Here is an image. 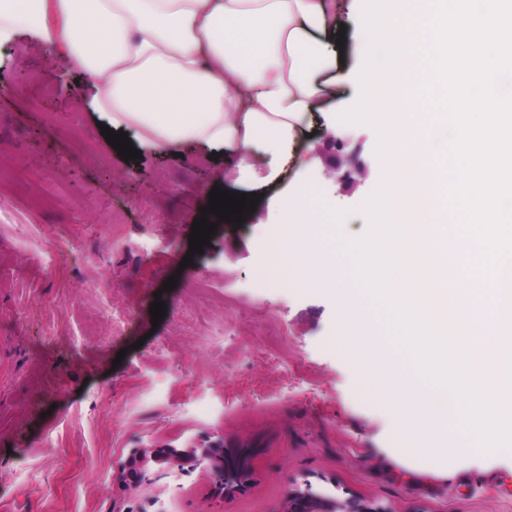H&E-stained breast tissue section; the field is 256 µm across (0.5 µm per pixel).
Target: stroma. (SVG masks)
Masks as SVG:
<instances>
[{
  "instance_id": "stroma-1",
  "label": "stroma",
  "mask_w": 512,
  "mask_h": 512,
  "mask_svg": "<svg viewBox=\"0 0 512 512\" xmlns=\"http://www.w3.org/2000/svg\"><path fill=\"white\" fill-rule=\"evenodd\" d=\"M359 40L344 34L340 118L310 130L321 166H287L241 226L209 215L217 231L193 256L191 225L223 162L201 145L121 159L79 71L28 32L0 44V70L23 80L0 93V512H280L295 489L384 512H512V446L476 448L452 429L456 451L408 452L404 407L334 294L302 279L308 258L262 273L297 180L328 203L325 224L360 222L386 190L381 130L355 120ZM47 236L64 254L46 252ZM194 277L206 297L189 291ZM157 297L167 312L155 326ZM112 308L130 313L117 335ZM259 323L268 335H254ZM274 345L287 362L272 363ZM217 442L250 446L245 491L215 496L202 469L165 463L150 464V482L125 479L134 449Z\"/></svg>"
}]
</instances>
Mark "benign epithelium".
I'll return each instance as SVG.
<instances>
[{
	"mask_svg": "<svg viewBox=\"0 0 512 512\" xmlns=\"http://www.w3.org/2000/svg\"><path fill=\"white\" fill-rule=\"evenodd\" d=\"M245 458V447L227 449L217 444L204 451L201 455L172 448H139L128 464L127 477L131 484L136 485L148 476L147 464L151 460L168 462L182 467L186 464L195 467L203 466L208 474L213 493L229 497L242 491L249 480L248 470L237 476L233 465ZM322 499L313 494L293 491L289 494L284 508L280 512H320Z\"/></svg>",
	"mask_w": 512,
	"mask_h": 512,
	"instance_id": "obj_1",
	"label": "benign epithelium"
}]
</instances>
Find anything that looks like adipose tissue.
I'll return each mask as SVG.
<instances>
[{
    "label": "adipose tissue",
    "instance_id": "adipose-tissue-1",
    "mask_svg": "<svg viewBox=\"0 0 512 512\" xmlns=\"http://www.w3.org/2000/svg\"><path fill=\"white\" fill-rule=\"evenodd\" d=\"M438 0H0V42L26 30L62 66L91 79L107 126L139 145L168 151L202 143L224 153V187L250 193L279 176L310 116L338 108L340 61L330 40L357 31L372 103L363 121L383 131L388 172L383 204L342 241L322 235L312 261L332 287L355 335L371 350L390 391L412 408L411 435L448 443L462 420L491 447L504 442L486 411L512 414V350L482 280V256L443 200L450 174L434 167L442 148L424 88L422 21ZM383 306L366 314L339 260Z\"/></svg>",
    "mask_w": 512,
    "mask_h": 512
}]
</instances>
